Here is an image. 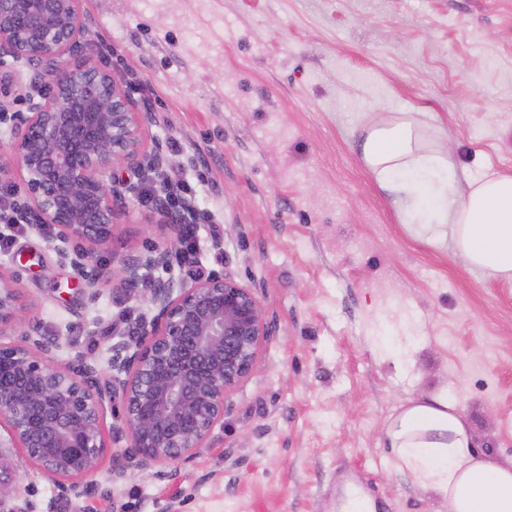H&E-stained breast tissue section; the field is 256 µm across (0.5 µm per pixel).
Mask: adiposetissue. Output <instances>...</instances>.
<instances>
[{
	"mask_svg": "<svg viewBox=\"0 0 512 512\" xmlns=\"http://www.w3.org/2000/svg\"><path fill=\"white\" fill-rule=\"evenodd\" d=\"M361 153L381 185L399 184L413 199L412 233L450 245L470 271L512 279L511 175L484 176L458 193L451 154L427 142L405 114L370 130ZM382 434L395 466L447 499L448 512H512V466L477 451L458 402L444 395L409 400L384 422Z\"/></svg>",
	"mask_w": 512,
	"mask_h": 512,
	"instance_id": "1",
	"label": "adipose tissue"
}]
</instances>
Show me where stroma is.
<instances>
[{
  "label": "stroma",
  "instance_id": "stroma-1",
  "mask_svg": "<svg viewBox=\"0 0 512 512\" xmlns=\"http://www.w3.org/2000/svg\"><path fill=\"white\" fill-rule=\"evenodd\" d=\"M91 60L112 70L163 145L166 177L197 213L195 268L253 288L274 334L208 447L167 485L109 463L91 494H61L16 453V512H344L354 473L385 512H448L394 468L382 424L407 399L447 393L481 452L512 464V281L465 269L410 234L404 200L362 159L366 129L412 113L440 134L459 188L512 175V0H83ZM142 193L119 211L112 266L161 243ZM75 255L18 224L0 266L59 337L57 364L106 361L142 311L75 289ZM83 320H76L75 312Z\"/></svg>",
  "mask_w": 512,
  "mask_h": 512
}]
</instances>
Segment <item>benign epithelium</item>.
Instances as JSON below:
<instances>
[{"mask_svg": "<svg viewBox=\"0 0 512 512\" xmlns=\"http://www.w3.org/2000/svg\"><path fill=\"white\" fill-rule=\"evenodd\" d=\"M81 2L0 0V65L21 62L49 89L30 111L14 112L0 72V121L10 123L0 183L22 182L19 214L59 252L73 241L91 245L79 267L89 286L111 284L145 304L129 339L108 349L102 384L95 357L79 351L59 366V340L44 336L39 320L17 326L23 303L16 276L0 269V464L20 449L75 496L87 493L106 458L113 483L130 472L177 481L178 463L207 447L272 336L253 289L232 278L146 277L147 270L169 269L176 254L196 262L184 247L192 206L174 209L162 186L153 201L169 221L167 242L117 268L97 262L95 248L112 243L117 211L139 192L123 173L141 169L149 141L153 168L165 157L149 138L151 114L111 70L70 63L84 48ZM18 329L21 341H5ZM115 397L122 420L107 430L104 414Z\"/></svg>", "mask_w": 512, "mask_h": 512, "instance_id": "benign-epithelium-1", "label": "benign epithelium"}]
</instances>
